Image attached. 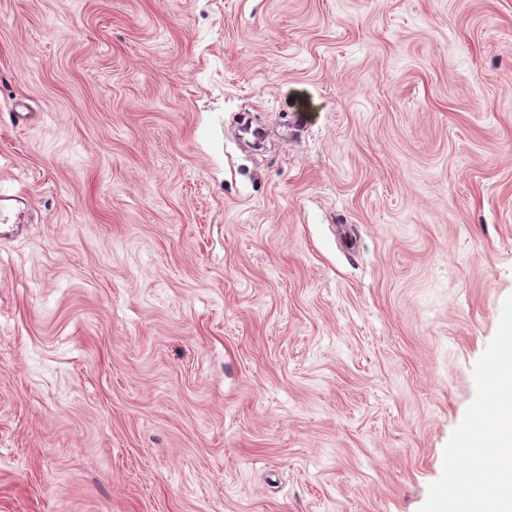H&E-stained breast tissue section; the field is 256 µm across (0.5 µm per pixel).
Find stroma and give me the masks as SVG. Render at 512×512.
Returning <instances> with one entry per match:
<instances>
[{
  "label": "stroma",
  "instance_id": "obj_1",
  "mask_svg": "<svg viewBox=\"0 0 512 512\" xmlns=\"http://www.w3.org/2000/svg\"><path fill=\"white\" fill-rule=\"evenodd\" d=\"M0 193V512H419L512 296V0H0Z\"/></svg>",
  "mask_w": 512,
  "mask_h": 512
}]
</instances>
